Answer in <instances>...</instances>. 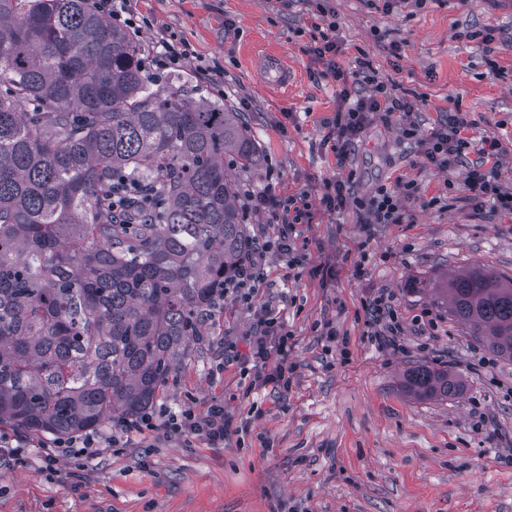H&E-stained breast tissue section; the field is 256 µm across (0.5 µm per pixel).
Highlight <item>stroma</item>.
<instances>
[{"instance_id":"35a3bbf8","label":"stroma","mask_w":512,"mask_h":512,"mask_svg":"<svg viewBox=\"0 0 512 512\" xmlns=\"http://www.w3.org/2000/svg\"><path fill=\"white\" fill-rule=\"evenodd\" d=\"M336 14L341 66L367 58L414 112L374 119L337 161L332 121L344 108L342 85L309 48L322 19ZM154 19L140 42L159 31L187 44L186 66L163 85L200 90L197 67L224 88L227 108L243 113L260 153L238 172L242 193L287 199L308 194L309 211L278 245L266 214L244 213L253 238L266 242L263 276L251 303L235 296L208 324L202 343L159 391L153 410L224 406L234 425L223 445L156 428L79 457L44 456L51 434L0 426V439L25 437L21 458L0 455V512H512V361L496 356L453 320L441 297L410 291L480 263L512 275V218L469 199L466 171L479 158L437 169L401 135L407 123L429 131L443 109L458 108L473 141L491 135L503 150L497 171L512 191V0H403L392 13L366 0H134ZM494 29L493 53L479 32ZM401 48L389 55V43ZM281 51L297 72L289 93L267 89L252 53ZM344 180L350 203H321ZM413 183L401 224L365 225L356 199L380 186ZM319 266L333 277L316 275ZM384 295L403 325L401 349L379 347L364 311ZM294 335L290 384L253 385L248 339L266 316ZM426 364L460 373L448 400L409 394L406 372Z\"/></svg>"}]
</instances>
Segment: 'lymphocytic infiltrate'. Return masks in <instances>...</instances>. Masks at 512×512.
<instances>
[{"label": "lymphocytic infiltrate", "instance_id": "1", "mask_svg": "<svg viewBox=\"0 0 512 512\" xmlns=\"http://www.w3.org/2000/svg\"><path fill=\"white\" fill-rule=\"evenodd\" d=\"M336 23L327 21L325 29L312 49L313 58L322 63L336 80H351L353 85L362 88L361 96L356 97L350 106L337 112L333 122L336 132L335 151L337 159H345L347 148L359 138L365 127L377 115H390L395 112H410L414 106L408 101L394 96L387 85L380 81L373 64L366 59L358 60L354 72H344L336 64L340 45L336 40ZM190 57L184 43L174 38L161 37L155 44L145 49L143 67L151 81H161L170 71L183 67ZM470 123L462 113L455 112L445 116L432 127L426 135H419L415 125L402 130L405 138L417 140L425 159L437 167L447 166L450 159L466 155L472 142L465 132ZM500 150L497 138L485 136L480 150L481 159L469 167L466 173V186L470 198L476 203L492 202L495 208L504 214L512 215V192L503 189L492 169L486 163L496 158ZM413 184H404L402 192L388 187H380L368 200L358 202L357 209L369 224H399L404 219L401 205L402 197L413 196ZM247 208L270 212L273 223L279 224L281 242H288L294 224L301 220L310 207L308 195L280 200L269 196H248ZM366 313L375 326V341L382 346L399 348L401 326L397 312L383 297L369 300L365 305ZM292 335L277 318L261 320L249 339L248 357L260 365L261 383H273L287 386L288 343ZM231 426V419L224 411L223 404H211L205 412L198 413L186 409L169 415L166 427L170 432L182 435H202L212 444L220 445Z\"/></svg>", "mask_w": 512, "mask_h": 512}]
</instances>
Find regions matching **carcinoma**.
Wrapping results in <instances>:
<instances>
[{
    "instance_id": "cac0c4a2",
    "label": "carcinoma",
    "mask_w": 512,
    "mask_h": 512,
    "mask_svg": "<svg viewBox=\"0 0 512 512\" xmlns=\"http://www.w3.org/2000/svg\"><path fill=\"white\" fill-rule=\"evenodd\" d=\"M142 45L90 0H0V424L71 436L141 416L224 304L253 239L224 158L241 114L152 89ZM124 189L132 221L112 220ZM448 315L512 360V277L474 264ZM418 399L462 380L417 366Z\"/></svg>"
}]
</instances>
